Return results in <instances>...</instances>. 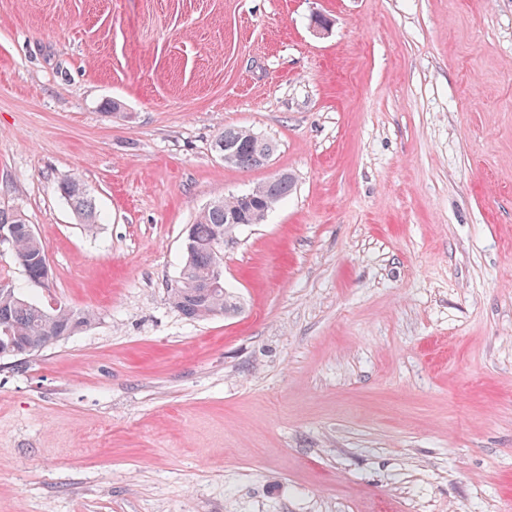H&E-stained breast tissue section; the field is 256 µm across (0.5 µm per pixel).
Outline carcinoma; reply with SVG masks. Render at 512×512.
I'll use <instances>...</instances> for the list:
<instances>
[{
	"instance_id": "cac0c4a2",
	"label": "carcinoma",
	"mask_w": 512,
	"mask_h": 512,
	"mask_svg": "<svg viewBox=\"0 0 512 512\" xmlns=\"http://www.w3.org/2000/svg\"><path fill=\"white\" fill-rule=\"evenodd\" d=\"M231 147L234 158L230 165L252 170L257 167L259 145L252 130L226 127L214 141L215 152L224 155V146ZM293 186L292 177L281 173L274 182H263L253 191L243 194L245 200L235 198L217 201L202 210L189 225L187 237L193 249L186 252L177 287L170 289L169 300L190 319H208L224 316L236 309L234 295L222 288H202L200 284L213 272L223 245L217 244V235L226 224H251L258 211L271 210L288 196ZM61 193L73 206L82 223L93 228L97 223L95 206L84 183L76 177L65 178L59 186ZM11 226L10 243L19 264L32 282L44 276L45 250L40 238L30 234V225L18 216L0 214V225ZM90 322L87 313L67 308L48 310L11 287H0V358L13 357L15 351L35 352L46 345L72 336Z\"/></svg>"
}]
</instances>
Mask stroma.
Here are the masks:
<instances>
[{
	"label": "stroma",
	"instance_id": "35a3bbf8",
	"mask_svg": "<svg viewBox=\"0 0 512 512\" xmlns=\"http://www.w3.org/2000/svg\"><path fill=\"white\" fill-rule=\"evenodd\" d=\"M277 172L186 318L188 224ZM0 213L92 316L0 359V512H512V0H0ZM252 130L243 127H224L214 141V150L219 156H224L221 159L224 163L242 170H252L257 168V163L260 167L268 165L273 152L276 150V145L273 141L263 138L264 142L269 145L271 149L261 151V157L257 160L259 145H257L252 137ZM224 144L231 147L230 150L225 149ZM83 224L92 229L97 223L95 206L84 183L76 177L65 178L59 186Z\"/></svg>",
	"mask_w": 512,
	"mask_h": 512
}]
</instances>
